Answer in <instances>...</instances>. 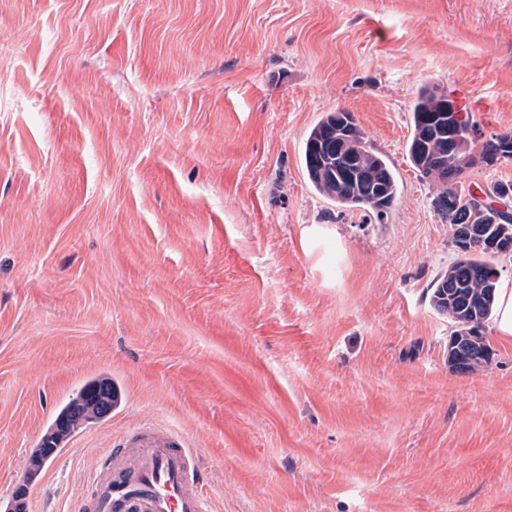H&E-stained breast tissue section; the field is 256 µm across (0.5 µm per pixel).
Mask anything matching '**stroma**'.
Returning <instances> with one entry per match:
<instances>
[{
    "instance_id": "1",
    "label": "stroma",
    "mask_w": 512,
    "mask_h": 512,
    "mask_svg": "<svg viewBox=\"0 0 512 512\" xmlns=\"http://www.w3.org/2000/svg\"><path fill=\"white\" fill-rule=\"evenodd\" d=\"M424 85L512 131V0H0V504L76 512L150 421L213 512H512V339L486 322L456 370L430 303L459 251L408 157ZM337 110L396 173L385 213L307 177ZM98 376L111 414L33 466Z\"/></svg>"
}]
</instances>
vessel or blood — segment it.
<instances>
[{
  "label": "vessel or blood",
  "instance_id": "vessel-or-blood-1",
  "mask_svg": "<svg viewBox=\"0 0 512 512\" xmlns=\"http://www.w3.org/2000/svg\"><path fill=\"white\" fill-rule=\"evenodd\" d=\"M77 512H211L185 436L150 424L115 439L84 481Z\"/></svg>",
  "mask_w": 512,
  "mask_h": 512
}]
</instances>
